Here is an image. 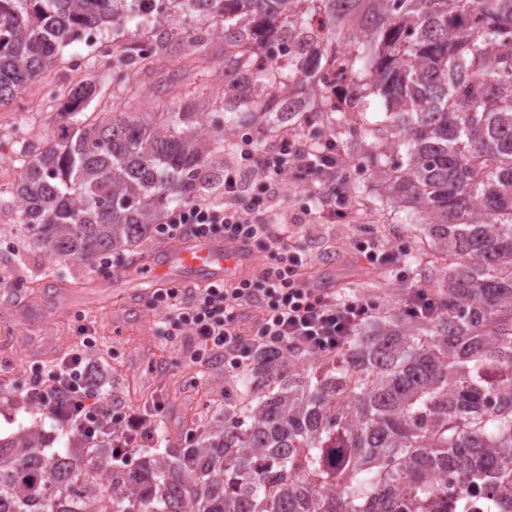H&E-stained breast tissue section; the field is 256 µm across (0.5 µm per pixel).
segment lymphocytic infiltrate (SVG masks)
I'll return each mask as SVG.
<instances>
[{
    "instance_id": "obj_1",
    "label": "lymphocytic infiltrate",
    "mask_w": 512,
    "mask_h": 512,
    "mask_svg": "<svg viewBox=\"0 0 512 512\" xmlns=\"http://www.w3.org/2000/svg\"><path fill=\"white\" fill-rule=\"evenodd\" d=\"M280 143L279 151L261 160L266 178L278 181L291 167L304 172L319 184L322 214L335 215V140L303 147L285 136ZM246 191L241 172L225 168L223 203L183 205L157 225V236L164 241L239 240L269 250L271 255L270 266L250 278L193 290L175 285L156 289L153 304L164 313L166 336H196L200 344L197 364H204L206 355L220 352L235 373L249 367L252 350L261 345L273 351L300 347L333 353L342 349L370 317L371 303L361 298L340 299L310 283L304 273L307 254L303 245L289 240L287 230L245 202ZM89 376L87 356L78 351L61 365L32 371L25 397L90 438L108 423L153 438L149 421L127 416L100 398Z\"/></svg>"
}]
</instances>
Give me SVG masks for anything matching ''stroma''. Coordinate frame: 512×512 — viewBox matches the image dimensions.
<instances>
[{"instance_id":"1","label":"stroma","mask_w":512,"mask_h":512,"mask_svg":"<svg viewBox=\"0 0 512 512\" xmlns=\"http://www.w3.org/2000/svg\"><path fill=\"white\" fill-rule=\"evenodd\" d=\"M185 30L201 35L180 66L159 59L153 69L133 75L125 86L112 82L117 54L133 42L153 41L145 25L105 32L62 49L51 71L28 84L21 101L0 106V439L18 428L41 423L52 448H66V428L44 410L24 401L22 390L31 370L49 367L71 352L84 348L80 326H87L96 343L89 360L108 368L112 383L107 395L125 411L162 422L171 436L189 445L230 399L240 391L238 376L228 373L223 354L211 356L203 379H196L190 360L197 348L194 336L175 340L158 333L160 311L151 309L147 272H138L137 295L126 288H105L115 270L130 267L132 254H109L93 266L71 261L54 262L36 245L19 221L16 156L21 147H40L64 124L59 112L62 97L86 79L87 71L73 60L92 59L99 82L95 97L84 106L91 118L113 112L118 102L128 111L155 119L188 103L204 110L207 123H215L212 102L224 99V31L219 23L194 16L183 22ZM255 153L240 155L245 139ZM232 145L224 151L225 165L243 170L251 186L247 194L271 221L287 225L291 239L306 249L315 283L340 296L370 300L375 314L402 307L408 289L421 281L406 261L416 249H428L431 240L410 212L387 202L366 164L346 162L340 171L342 213L335 222L321 220L316 183L291 170L281 176L275 191L260 193L263 178L260 154L276 150L278 137L237 128ZM359 240L382 245L392 259L384 269L371 268L356 251Z\"/></svg>"}]
</instances>
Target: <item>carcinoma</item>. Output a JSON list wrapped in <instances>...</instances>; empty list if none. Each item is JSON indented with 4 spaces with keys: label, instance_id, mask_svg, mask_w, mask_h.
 Returning a JSON list of instances; mask_svg holds the SVG:
<instances>
[{
    "label": "carcinoma",
    "instance_id": "cac0c4a2",
    "mask_svg": "<svg viewBox=\"0 0 512 512\" xmlns=\"http://www.w3.org/2000/svg\"><path fill=\"white\" fill-rule=\"evenodd\" d=\"M224 22V126L189 103L150 122L114 112L78 119L91 77L68 94L61 142L26 149L16 185L21 223L50 257L90 265L131 251L170 205L224 181V135L247 122L272 135L302 87L331 99L324 72L339 37L374 48L371 85L389 115L372 129L385 197L422 214L432 250L418 254L435 311L364 323L344 349L253 350L241 400L183 448L112 455L51 451L37 425L0 441V512H442L463 486L512 512V0H0V103L52 69L60 49L109 26L151 23L154 50L191 48L182 15ZM288 63L283 67L282 63ZM341 127L362 112L349 59ZM111 492L97 491V471Z\"/></svg>",
    "mask_w": 512,
    "mask_h": 512
}]
</instances>
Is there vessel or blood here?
Masks as SVG:
<instances>
[{"label":"vessel or blood","instance_id":"b4317fda","mask_svg":"<svg viewBox=\"0 0 512 512\" xmlns=\"http://www.w3.org/2000/svg\"><path fill=\"white\" fill-rule=\"evenodd\" d=\"M252 260L253 255L244 243L200 239L168 250L164 262L153 265L151 281L157 287L176 282L188 288L219 283Z\"/></svg>","mask_w":512,"mask_h":512}]
</instances>
